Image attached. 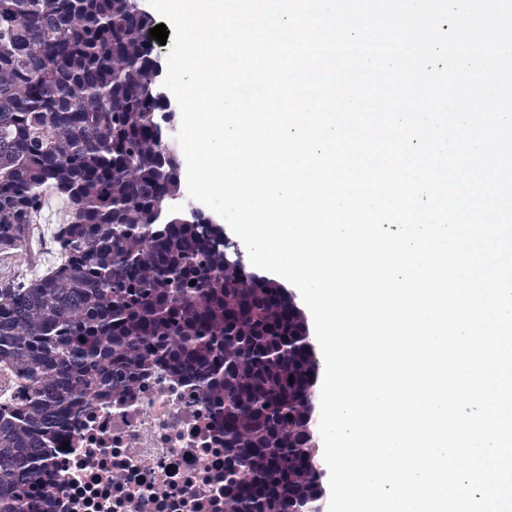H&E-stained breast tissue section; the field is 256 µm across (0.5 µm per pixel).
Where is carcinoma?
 <instances>
[{"label": "carcinoma", "mask_w": 512, "mask_h": 512, "mask_svg": "<svg viewBox=\"0 0 512 512\" xmlns=\"http://www.w3.org/2000/svg\"><path fill=\"white\" fill-rule=\"evenodd\" d=\"M153 27L136 0H0V250L24 248L50 199L70 212L61 267L0 280V361L28 381L0 405V512H41L42 449L71 408L156 360L224 421V512H320L296 309L221 230L164 209L181 174L154 138Z\"/></svg>", "instance_id": "carcinoma-1"}]
</instances>
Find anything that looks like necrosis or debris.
<instances>
[{
  "mask_svg": "<svg viewBox=\"0 0 512 512\" xmlns=\"http://www.w3.org/2000/svg\"><path fill=\"white\" fill-rule=\"evenodd\" d=\"M66 217L58 206L31 225V262L0 252V276L33 279L61 266L52 242ZM45 455L46 512H224V423L203 389L163 361L137 371L120 395L74 409Z\"/></svg>",
  "mask_w": 512,
  "mask_h": 512,
  "instance_id": "necrosis-or-debris-1",
  "label": "necrosis or debris"
}]
</instances>
